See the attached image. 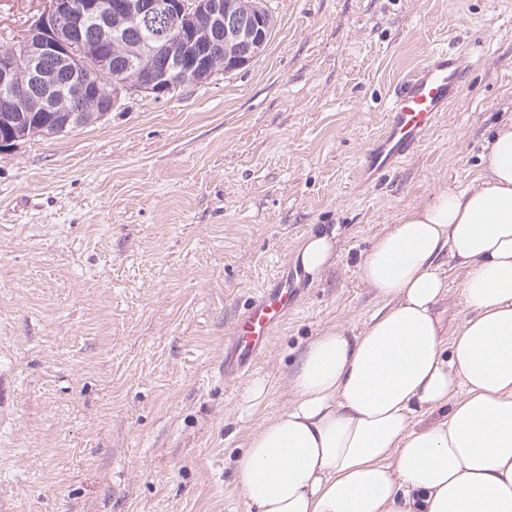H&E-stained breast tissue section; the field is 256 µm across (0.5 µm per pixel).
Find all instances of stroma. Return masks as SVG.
I'll return each instance as SVG.
<instances>
[{
	"label": "stroma",
	"mask_w": 512,
	"mask_h": 512,
	"mask_svg": "<svg viewBox=\"0 0 512 512\" xmlns=\"http://www.w3.org/2000/svg\"><path fill=\"white\" fill-rule=\"evenodd\" d=\"M245 68L0 155V512H248L249 434L280 411L317 336L384 301L377 239L472 185L512 122V0H266ZM46 0H0V49ZM470 57L460 98L412 157H362L396 83L434 49ZM334 235L253 367L224 375L229 328L308 235ZM264 380L257 404L246 386Z\"/></svg>",
	"instance_id": "obj_1"
}]
</instances>
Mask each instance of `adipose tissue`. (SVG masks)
Instances as JSON below:
<instances>
[{"label":"adipose tissue","instance_id":"ef3b65f1","mask_svg":"<svg viewBox=\"0 0 512 512\" xmlns=\"http://www.w3.org/2000/svg\"><path fill=\"white\" fill-rule=\"evenodd\" d=\"M361 275L386 308L309 343L237 463L249 512H512V124L476 183L392 225Z\"/></svg>","mask_w":512,"mask_h":512}]
</instances>
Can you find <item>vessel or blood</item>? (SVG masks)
<instances>
[{
  "label": "vessel or blood",
  "instance_id": "obj_1",
  "mask_svg": "<svg viewBox=\"0 0 512 512\" xmlns=\"http://www.w3.org/2000/svg\"><path fill=\"white\" fill-rule=\"evenodd\" d=\"M468 68L461 53L438 49L402 79L389 101L385 126L365 156L370 173L381 175L418 150L442 112L457 100ZM295 280V274H283L252 297L232 330L225 371L249 370L266 349L294 301Z\"/></svg>",
  "mask_w": 512,
  "mask_h": 512
}]
</instances>
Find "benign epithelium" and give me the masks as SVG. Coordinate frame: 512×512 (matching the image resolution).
Instances as JSON below:
<instances>
[{
    "label": "benign epithelium",
    "mask_w": 512,
    "mask_h": 512,
    "mask_svg": "<svg viewBox=\"0 0 512 512\" xmlns=\"http://www.w3.org/2000/svg\"><path fill=\"white\" fill-rule=\"evenodd\" d=\"M274 18L264 0H48L0 50V153L22 140L15 112H51L69 133L135 93L157 97L244 68L265 48ZM167 55L158 68L154 55ZM125 62L112 79V57Z\"/></svg>",
    "instance_id": "obj_1"
}]
</instances>
